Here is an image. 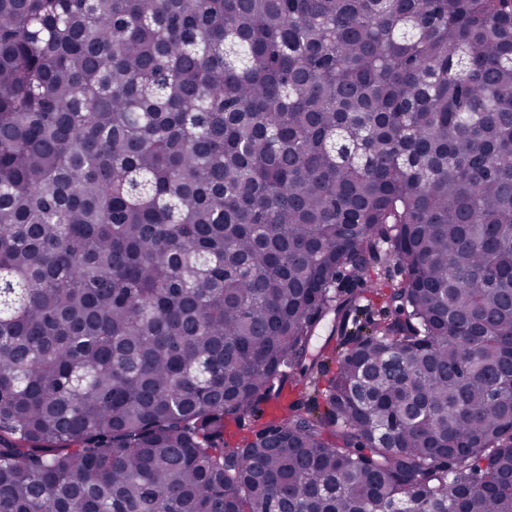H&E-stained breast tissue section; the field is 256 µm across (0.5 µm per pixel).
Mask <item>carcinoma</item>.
I'll list each match as a JSON object with an SVG mask.
<instances>
[{
  "label": "carcinoma",
  "instance_id": "carcinoma-1",
  "mask_svg": "<svg viewBox=\"0 0 512 512\" xmlns=\"http://www.w3.org/2000/svg\"><path fill=\"white\" fill-rule=\"evenodd\" d=\"M266 507L512 512V0H0V512Z\"/></svg>",
  "mask_w": 512,
  "mask_h": 512
}]
</instances>
